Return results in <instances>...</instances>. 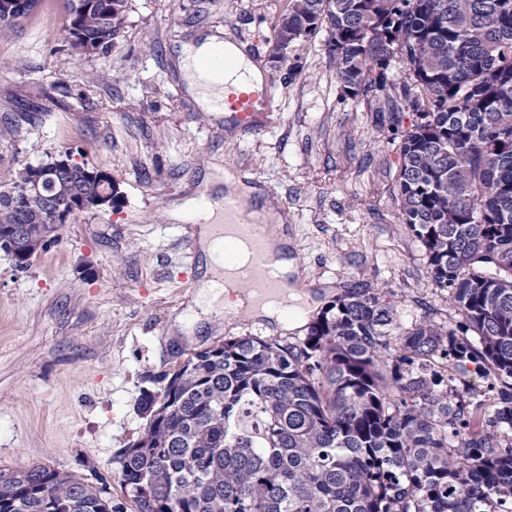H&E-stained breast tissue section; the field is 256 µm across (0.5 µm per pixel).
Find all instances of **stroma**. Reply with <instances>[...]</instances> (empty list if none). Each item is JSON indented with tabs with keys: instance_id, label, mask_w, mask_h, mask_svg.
Returning a JSON list of instances; mask_svg holds the SVG:
<instances>
[{
	"instance_id": "stroma-1",
	"label": "stroma",
	"mask_w": 512,
	"mask_h": 512,
	"mask_svg": "<svg viewBox=\"0 0 512 512\" xmlns=\"http://www.w3.org/2000/svg\"><path fill=\"white\" fill-rule=\"evenodd\" d=\"M288 0H130L108 59L61 50L63 0L0 37V122L31 110L40 121L0 139V174L50 161L109 172L113 206L80 213L17 270L0 252V470L45 465L86 481L106 478L117 512H136L120 483L121 454L143 432V391L191 349L235 336L296 342L305 323L347 291L395 303L407 328L456 312L436 286L421 243L399 220L400 135L380 95L344 97L328 30L275 50ZM216 34L239 45L274 87L262 128L244 133L221 112L200 111L181 79L183 44ZM109 64L111 77L91 82ZM224 170L281 218L288 284L309 294L288 325L217 306L199 323L203 284L198 219L172 211L222 196L206 176Z\"/></svg>"
}]
</instances>
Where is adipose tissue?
Returning a JSON list of instances; mask_svg holds the SVG:
<instances>
[{"label":"adipose tissue","mask_w":512,"mask_h":512,"mask_svg":"<svg viewBox=\"0 0 512 512\" xmlns=\"http://www.w3.org/2000/svg\"><path fill=\"white\" fill-rule=\"evenodd\" d=\"M223 46L226 54L237 63L238 76L254 83H261L264 78L262 66L253 62L234 42L220 40L217 36H207L198 41L182 45L179 51V68L187 90L193 96L198 107L205 112L215 111V102L224 91L223 76L202 69L200 59L206 57L216 46ZM201 215L203 225L200 229V245L207 257L206 289L198 296L195 305L200 314H208L213 305H222L225 311L235 314L240 309L238 299L223 288L224 284V247L214 237L210 224L211 212L202 210L197 199H189L173 213L175 219L183 220L190 215Z\"/></svg>","instance_id":"1"}]
</instances>
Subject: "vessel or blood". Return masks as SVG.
<instances>
[{"label": "vessel or blood", "mask_w": 512, "mask_h": 512, "mask_svg": "<svg viewBox=\"0 0 512 512\" xmlns=\"http://www.w3.org/2000/svg\"><path fill=\"white\" fill-rule=\"evenodd\" d=\"M271 104V86L267 83L258 87L225 83L224 95L218 102L219 107L230 110L237 125L246 130L257 128L259 114L270 111ZM211 205L221 217V235H232L249 247V263L237 272L246 292L267 300L276 298L279 281L271 271L280 257L266 243L263 233L266 217L242 209L234 196L212 200Z\"/></svg>", "instance_id": "obj_1"}]
</instances>
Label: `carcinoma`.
<instances>
[{
	"label": "carcinoma",
	"mask_w": 512,
	"mask_h": 512,
	"mask_svg": "<svg viewBox=\"0 0 512 512\" xmlns=\"http://www.w3.org/2000/svg\"><path fill=\"white\" fill-rule=\"evenodd\" d=\"M40 2L14 0L0 34ZM66 6L67 47L108 58L129 0ZM324 27L344 95L413 115L400 219L459 319L400 333L393 302L349 292L297 343L238 336L219 355L189 352L142 394L149 419L122 454L136 512H512V0H289L277 50ZM40 169L39 189L32 165L0 179L19 269L61 216L115 198L89 167ZM472 364L497 391L490 407ZM0 512H114L112 490L44 466L0 471Z\"/></svg>",
	"instance_id": "obj_1"
}]
</instances>
